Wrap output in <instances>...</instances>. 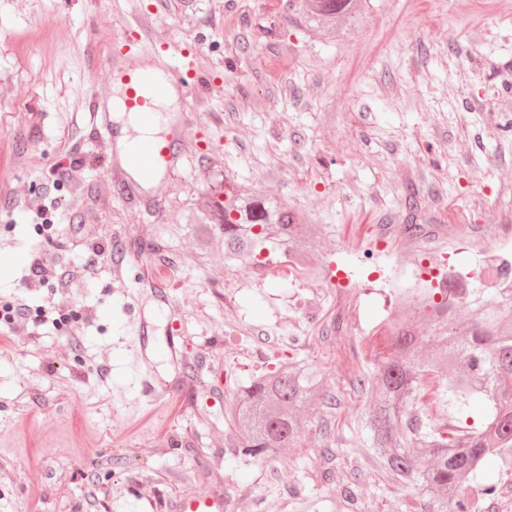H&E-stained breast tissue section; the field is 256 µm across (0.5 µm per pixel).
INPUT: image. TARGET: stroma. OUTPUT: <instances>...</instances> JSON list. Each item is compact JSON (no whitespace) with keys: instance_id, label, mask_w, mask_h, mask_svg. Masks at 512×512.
I'll list each match as a JSON object with an SVG mask.
<instances>
[{"instance_id":"obj_1","label":"stroma","mask_w":512,"mask_h":512,"mask_svg":"<svg viewBox=\"0 0 512 512\" xmlns=\"http://www.w3.org/2000/svg\"><path fill=\"white\" fill-rule=\"evenodd\" d=\"M287 0H0V255L101 270L74 281L0 279L32 332L0 331V512H174L217 495L224 512H348L308 482L361 466L357 512H424L369 460L358 418L385 318L375 270L414 278L409 242L386 227L417 215L431 248L456 242L471 268L512 224V0H366L333 38L292 24ZM151 12L156 47L113 55ZM203 79L162 135L178 158L150 187L96 134L90 110L109 64L165 56ZM270 192L317 226L314 261L346 276L318 288L261 265L202 264L174 235L210 186ZM415 196L417 211L406 199ZM123 257L125 288L105 272ZM57 321H42L46 311ZM320 367L334 409L304 415L298 442L261 461L226 444L240 386L286 360ZM169 391L156 402L148 388Z\"/></svg>"}]
</instances>
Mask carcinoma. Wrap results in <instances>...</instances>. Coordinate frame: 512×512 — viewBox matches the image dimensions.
I'll return each mask as SVG.
<instances>
[{
    "label": "carcinoma",
    "instance_id": "carcinoma-1",
    "mask_svg": "<svg viewBox=\"0 0 512 512\" xmlns=\"http://www.w3.org/2000/svg\"><path fill=\"white\" fill-rule=\"evenodd\" d=\"M309 32L351 25L357 0H288ZM310 219L293 216L265 196L232 191L209 195L204 207L179 230L196 241L209 259L208 245L224 236L226 266L254 262L261 251L284 250L308 260ZM407 318L385 326L387 346L374 355L369 375L358 380L370 394L359 417L370 442L371 460L392 483L409 484L430 500L428 512H473L474 497L495 500L499 484L474 483L492 462L512 471V288H424L404 299ZM475 307L464 325L457 312ZM451 363L448 379L435 392L452 422L428 420L420 398L425 375ZM323 377L314 366L289 363L241 388L230 407L240 435L228 443L235 458L263 459L300 437V415L318 409ZM488 402L480 426L467 424L476 395ZM361 472L354 468L336 481V493L349 507L358 501Z\"/></svg>",
    "mask_w": 512,
    "mask_h": 512
}]
</instances>
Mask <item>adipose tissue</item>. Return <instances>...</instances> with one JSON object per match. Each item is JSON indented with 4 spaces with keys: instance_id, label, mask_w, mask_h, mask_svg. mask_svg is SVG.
I'll return each instance as SVG.
<instances>
[{
    "instance_id": "ef3b65f1",
    "label": "adipose tissue",
    "mask_w": 512,
    "mask_h": 512,
    "mask_svg": "<svg viewBox=\"0 0 512 512\" xmlns=\"http://www.w3.org/2000/svg\"><path fill=\"white\" fill-rule=\"evenodd\" d=\"M178 98L177 88L169 87L167 95L158 103L157 118L148 122L141 116L126 111L123 101V86L119 83L115 84L112 88L110 110L113 120L119 126V133L116 137L118 155H126L141 140L157 137L162 124L166 121V113L178 111Z\"/></svg>"
}]
</instances>
